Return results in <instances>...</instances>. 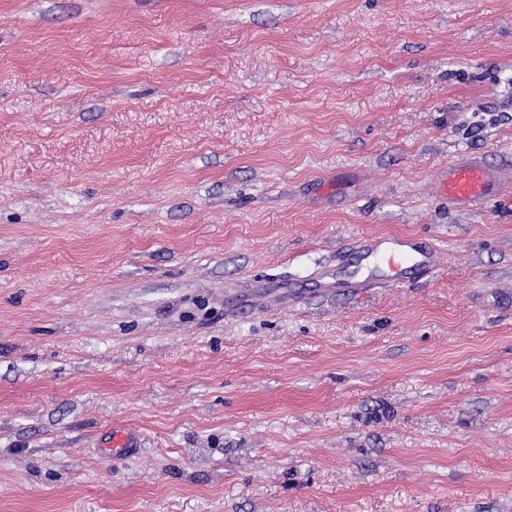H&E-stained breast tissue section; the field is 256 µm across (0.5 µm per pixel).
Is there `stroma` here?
<instances>
[{
  "mask_svg": "<svg viewBox=\"0 0 512 512\" xmlns=\"http://www.w3.org/2000/svg\"><path fill=\"white\" fill-rule=\"evenodd\" d=\"M461 154L512 162V0H0V512H512ZM386 233L434 276L305 287Z\"/></svg>",
  "mask_w": 512,
  "mask_h": 512,
  "instance_id": "1",
  "label": "stroma"
}]
</instances>
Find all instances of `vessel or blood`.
Wrapping results in <instances>:
<instances>
[{
  "label": "vessel or blood",
  "instance_id": "vessel-or-blood-1",
  "mask_svg": "<svg viewBox=\"0 0 512 512\" xmlns=\"http://www.w3.org/2000/svg\"><path fill=\"white\" fill-rule=\"evenodd\" d=\"M506 185L502 168L463 155L439 172L435 195L453 210L474 212L503 197ZM440 253L438 240L428 235H366L337 249L332 265L315 272L310 283L340 294L398 288L433 276Z\"/></svg>",
  "mask_w": 512,
  "mask_h": 512
}]
</instances>
